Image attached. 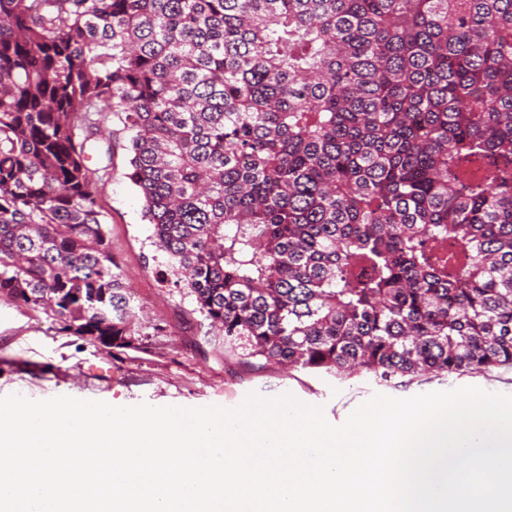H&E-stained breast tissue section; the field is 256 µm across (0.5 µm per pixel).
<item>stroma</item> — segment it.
<instances>
[{
    "mask_svg": "<svg viewBox=\"0 0 512 512\" xmlns=\"http://www.w3.org/2000/svg\"><path fill=\"white\" fill-rule=\"evenodd\" d=\"M111 153L99 199L110 248L124 281L141 289L134 298L132 317L139 338L131 348H103L56 332L45 313L0 298V397L19 394L45 400L66 395L114 406L145 402L235 407L253 392L265 397L288 393L322 407L326 419L340 425L377 394L407 398L476 386L512 395V368L446 378L426 375L385 386L363 374L338 380L274 363L256 367L226 353L219 331L201 323L194 313L191 297L167 286L157 273L164 256L152 242V227L143 218V200L128 178L124 136H115Z\"/></svg>",
    "mask_w": 512,
    "mask_h": 512,
    "instance_id": "obj_1",
    "label": "stroma"
}]
</instances>
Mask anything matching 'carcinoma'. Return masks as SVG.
Listing matches in <instances>:
<instances>
[{"instance_id":"1","label":"carcinoma","mask_w":512,"mask_h":512,"mask_svg":"<svg viewBox=\"0 0 512 512\" xmlns=\"http://www.w3.org/2000/svg\"><path fill=\"white\" fill-rule=\"evenodd\" d=\"M107 114L224 351L512 367V0H0V297L131 348Z\"/></svg>"}]
</instances>
